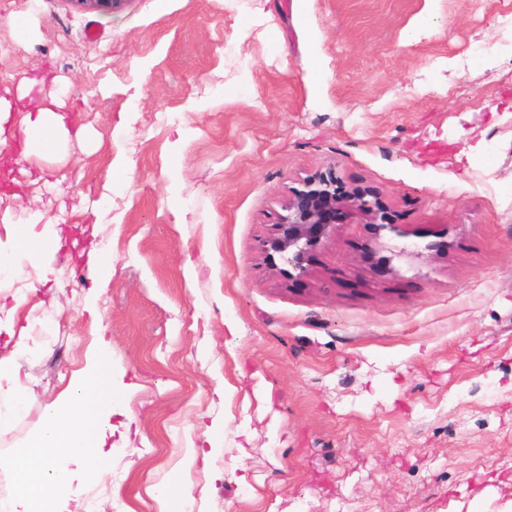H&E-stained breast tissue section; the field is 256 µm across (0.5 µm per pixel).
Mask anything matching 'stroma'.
Returning a JSON list of instances; mask_svg holds the SVG:
<instances>
[{
  "instance_id": "1",
  "label": "stroma",
  "mask_w": 512,
  "mask_h": 512,
  "mask_svg": "<svg viewBox=\"0 0 512 512\" xmlns=\"http://www.w3.org/2000/svg\"><path fill=\"white\" fill-rule=\"evenodd\" d=\"M35 10L38 36L9 15ZM512 0H0V87L63 78L74 135L24 160L0 215L62 216L49 285L0 282L32 325L19 453L94 341L85 250L112 258L99 308L133 390L86 512H512ZM439 22L414 44L403 32ZM102 36L92 41L88 27ZM232 47L234 68L224 62ZM335 172L385 224L336 215L308 273L272 263L293 188ZM64 177L62 191L51 182ZM223 426L218 448L206 430Z\"/></svg>"
}]
</instances>
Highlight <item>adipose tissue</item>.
Listing matches in <instances>:
<instances>
[{"instance_id": "obj_1", "label": "adipose tissue", "mask_w": 512, "mask_h": 512, "mask_svg": "<svg viewBox=\"0 0 512 512\" xmlns=\"http://www.w3.org/2000/svg\"><path fill=\"white\" fill-rule=\"evenodd\" d=\"M15 112L21 118L14 126L10 117ZM68 133L62 106L46 92L44 81L24 77L0 94V150L15 147L24 157L36 149L50 153ZM55 225L38 209L31 211L26 223L5 222L0 271L28 261L39 265L42 278H49L52 269L47 259L61 247ZM29 336V328L17 327L13 316L0 318V339L12 345L9 354L0 357V398L11 401V413L22 412L35 395L21 379ZM127 389L112 368L109 341L97 337L81 374L59 399L46 404L42 422L24 449L13 457H0V468L15 475L9 512H79L74 505L75 486L98 472L109 457L112 416ZM11 413H0V425L9 422Z\"/></svg>"}]
</instances>
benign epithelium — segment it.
I'll return each instance as SVG.
<instances>
[{
    "label": "benign epithelium",
    "mask_w": 512,
    "mask_h": 512,
    "mask_svg": "<svg viewBox=\"0 0 512 512\" xmlns=\"http://www.w3.org/2000/svg\"><path fill=\"white\" fill-rule=\"evenodd\" d=\"M81 10L111 13L122 8L126 0H69ZM350 207L371 220H377L375 203L362 196L343 197L338 193L336 178L320 177L304 185L288 200L278 216L277 233L267 241L269 250L302 276L307 272L309 252L332 236L336 229V211Z\"/></svg>",
    "instance_id": "7a95c632"
}]
</instances>
